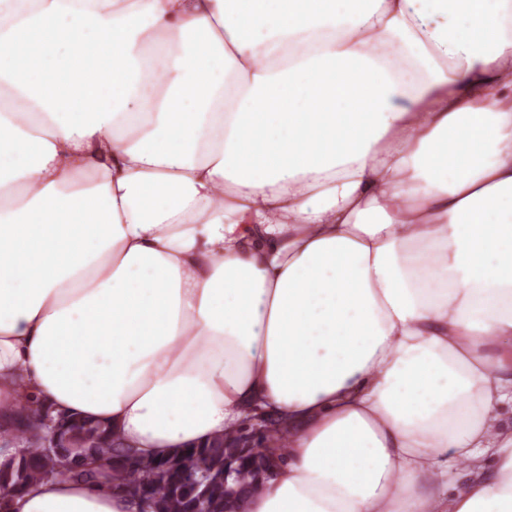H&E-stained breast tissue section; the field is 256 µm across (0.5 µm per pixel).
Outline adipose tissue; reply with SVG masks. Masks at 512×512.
Here are the masks:
<instances>
[{
	"mask_svg": "<svg viewBox=\"0 0 512 512\" xmlns=\"http://www.w3.org/2000/svg\"><path fill=\"white\" fill-rule=\"evenodd\" d=\"M508 340L512 0H0V408L136 460L271 415L234 512H512Z\"/></svg>",
	"mask_w": 512,
	"mask_h": 512,
	"instance_id": "1",
	"label": "adipose tissue"
}]
</instances>
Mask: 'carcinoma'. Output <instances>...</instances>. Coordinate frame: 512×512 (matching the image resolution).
<instances>
[{"label": "carcinoma", "mask_w": 512, "mask_h": 512, "mask_svg": "<svg viewBox=\"0 0 512 512\" xmlns=\"http://www.w3.org/2000/svg\"><path fill=\"white\" fill-rule=\"evenodd\" d=\"M28 411L26 406H17L9 412L10 421L19 423L17 431L25 441V450L0 462V490L23 493L50 479L102 485L96 471L79 464L54 471L51 458L45 455V435L29 423ZM68 433L81 452L107 467L112 489L149 503L151 512H224V466L233 467V492L253 494L265 480L266 456L280 458L287 449L286 435L277 428L271 434L275 448L256 454L235 447V432L180 455L142 461L138 465L140 477L135 478L128 470V453L112 446L110 427L90 418H78L70 420Z\"/></svg>", "instance_id": "cac0c4a2"}]
</instances>
